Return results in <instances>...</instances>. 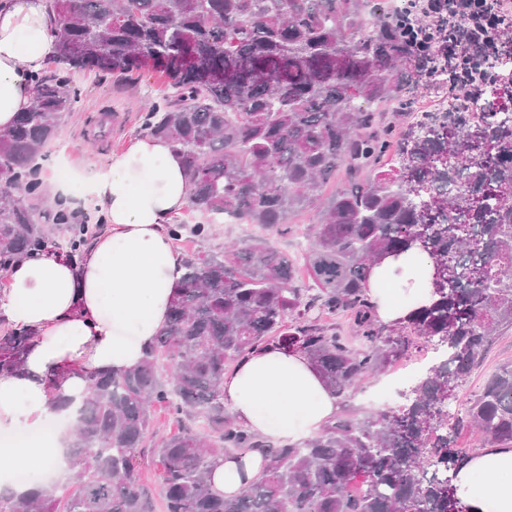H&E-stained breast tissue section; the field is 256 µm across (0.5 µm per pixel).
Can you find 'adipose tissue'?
<instances>
[{"label":"adipose tissue","instance_id":"ef3b65f1","mask_svg":"<svg viewBox=\"0 0 512 512\" xmlns=\"http://www.w3.org/2000/svg\"><path fill=\"white\" fill-rule=\"evenodd\" d=\"M48 0H9L0 8V129L32 102V75L55 53ZM105 228L76 265L54 255L25 258L8 272L0 316L35 333L17 373H0V492L16 489L12 460L38 480L64 465L67 429L45 434L55 420L57 390L82 399L88 378L139 367L165 328L179 285V258L167 226L189 205L181 156L164 138L142 135L110 155L87 179ZM434 265L427 256H388L365 285L379 322L395 326L414 303L431 298ZM224 405L261 440L300 444L336 420L339 402L306 355L275 347L252 351L224 374ZM253 450L214 458L208 480L217 494L237 495L262 475ZM454 485L467 512H512V446L489 447L459 470Z\"/></svg>","mask_w":512,"mask_h":512}]
</instances>
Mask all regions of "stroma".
<instances>
[{
	"instance_id": "1",
	"label": "stroma",
	"mask_w": 512,
	"mask_h": 512,
	"mask_svg": "<svg viewBox=\"0 0 512 512\" xmlns=\"http://www.w3.org/2000/svg\"><path fill=\"white\" fill-rule=\"evenodd\" d=\"M74 83L81 92L80 109L69 115L59 138L45 148L44 168L52 174L60 166H67L72 177L71 192L80 197L84 194L81 175L90 173L93 164L106 156L124 151L140 136L145 110L152 101L164 96L166 88L163 81L146 68L129 79L78 72ZM506 360L512 361V330L499 337L483 369L472 373L459 388L452 411L463 412L468 399L479 390L488 373ZM405 364V358H398L382 373L366 378L347 391L339 399L342 414L368 416L398 410L405 399L393 380Z\"/></svg>"
}]
</instances>
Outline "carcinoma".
<instances>
[{"mask_svg": "<svg viewBox=\"0 0 512 512\" xmlns=\"http://www.w3.org/2000/svg\"><path fill=\"white\" fill-rule=\"evenodd\" d=\"M56 66L32 76V105L0 131V275L17 261L61 252L75 263L96 229L65 200L44 215L37 159L63 116L78 109L77 71L164 74L143 130L169 140L206 224H171L172 241L199 244L182 270L166 328L137 369L89 377L67 451L73 484L4 495L0 512H157L134 450L152 410L167 404L181 429L153 443L163 512H450L448 487L469 458L448 434V399L512 328V98L488 83L469 113L420 112L399 138L375 106L416 103L448 83V31L414 10L373 0H52ZM374 17L367 27V16ZM464 77L495 69L497 52L462 50ZM344 168L349 182L325 193ZM311 211V281L265 237L217 249L214 225L233 215L286 236ZM70 225L62 244L40 219ZM412 247L434 263L433 300L407 328L440 351L397 414L340 416L301 445L260 441L224 408L228 366L268 345L299 350L336 394L384 371L412 341L376 321L364 290L371 268ZM347 317L361 348L323 322ZM33 341L0 332V373L19 371ZM169 372H160V362ZM454 425L512 445V362L500 364ZM262 451V477L238 496L214 495L211 459ZM365 484L353 496L357 478Z\"/></svg>", "mask_w": 512, "mask_h": 512, "instance_id": "carcinoma-1", "label": "carcinoma"}]
</instances>
